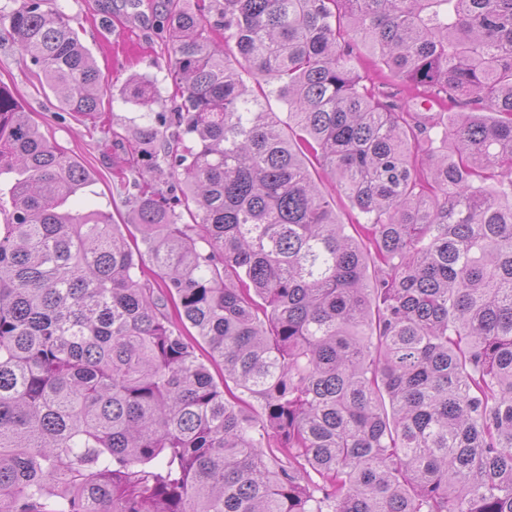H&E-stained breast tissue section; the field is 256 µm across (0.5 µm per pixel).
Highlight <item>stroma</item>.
<instances>
[{
  "label": "stroma",
  "mask_w": 512,
  "mask_h": 512,
  "mask_svg": "<svg viewBox=\"0 0 512 512\" xmlns=\"http://www.w3.org/2000/svg\"><path fill=\"white\" fill-rule=\"evenodd\" d=\"M161 0H55L92 53L101 74L102 125L64 115L55 95L43 87L13 39L0 33V83L14 91L32 112L42 132L90 172L91 183L70 199L74 210L86 207L109 212L124 235L135 231L136 172L128 170L129 140L134 128L148 125L154 113L174 107L176 87L170 74V47L157 7ZM154 79L158 97L152 108L126 103L121 89L132 75Z\"/></svg>",
  "instance_id": "1"
}]
</instances>
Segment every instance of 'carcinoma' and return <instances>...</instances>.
Wrapping results in <instances>:
<instances>
[{
	"mask_svg": "<svg viewBox=\"0 0 512 512\" xmlns=\"http://www.w3.org/2000/svg\"><path fill=\"white\" fill-rule=\"evenodd\" d=\"M53 2L0 31L93 119ZM162 11L181 103L129 144L171 157L141 248L64 208L90 173L0 86V512H512V0Z\"/></svg>",
	"mask_w": 512,
	"mask_h": 512,
	"instance_id": "obj_1",
	"label": "carcinoma"
}]
</instances>
